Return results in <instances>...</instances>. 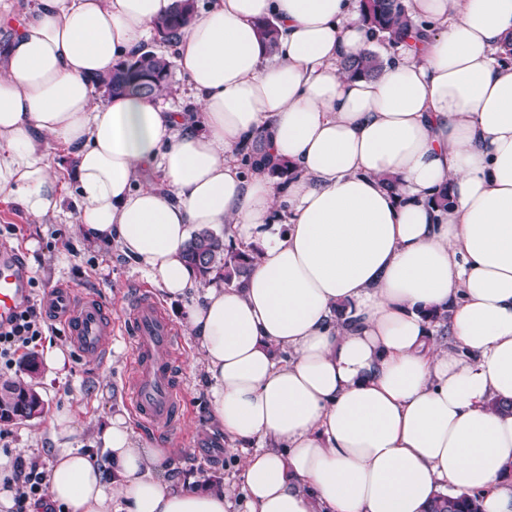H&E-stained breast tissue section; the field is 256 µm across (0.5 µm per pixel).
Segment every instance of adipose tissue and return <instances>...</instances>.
I'll list each match as a JSON object with an SVG mask.
<instances>
[{
	"label": "adipose tissue",
	"mask_w": 512,
	"mask_h": 512,
	"mask_svg": "<svg viewBox=\"0 0 512 512\" xmlns=\"http://www.w3.org/2000/svg\"><path fill=\"white\" fill-rule=\"evenodd\" d=\"M17 2L0 0V197L58 213L73 179L82 235L188 300L212 423L254 445L241 512H425L444 490L512 512V0H403L415 47L375 46L359 0H208L177 45L194 112L93 85L174 0ZM373 48L378 77L343 70ZM259 138L287 183L242 175ZM224 225L258 259L198 292L184 246ZM76 428L67 409L51 422L65 512L236 505L169 479L122 415L104 464L70 447Z\"/></svg>",
	"instance_id": "1"
}]
</instances>
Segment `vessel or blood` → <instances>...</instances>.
<instances>
[{"label":"vessel or blood","mask_w":512,"mask_h":512,"mask_svg":"<svg viewBox=\"0 0 512 512\" xmlns=\"http://www.w3.org/2000/svg\"><path fill=\"white\" fill-rule=\"evenodd\" d=\"M29 277L18 251L0 250V326L30 302ZM46 306L63 321L78 354L106 358L116 331L129 336L132 369L125 389L136 420L159 436L181 433L184 394L176 364L183 356V338L152 296L143 291L127 295L117 319L97 295L70 288L48 292Z\"/></svg>","instance_id":"b4317fda"}]
</instances>
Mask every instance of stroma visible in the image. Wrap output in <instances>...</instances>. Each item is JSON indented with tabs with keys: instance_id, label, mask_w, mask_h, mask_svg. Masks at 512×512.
Returning a JSON list of instances; mask_svg holds the SVG:
<instances>
[{
	"instance_id": "obj_1",
	"label": "stroma",
	"mask_w": 512,
	"mask_h": 512,
	"mask_svg": "<svg viewBox=\"0 0 512 512\" xmlns=\"http://www.w3.org/2000/svg\"><path fill=\"white\" fill-rule=\"evenodd\" d=\"M76 207L65 200L62 216L34 219L18 205L0 199V248H13L24 254L36 284L32 297L42 300L46 292L60 284H73L96 294L108 306L117 305L131 286H145L146 280L135 264L114 247L83 239L77 229ZM161 306L183 333L185 354L179 370L185 390L183 427L190 434L188 446L176 440L154 438L143 427H136L137 439L144 446L167 449L175 463L171 477L195 485L225 480L239 474L242 450H228L224 437L210 425V405L199 372L195 338L187 323V306L182 300H162ZM60 347L68 352V364L60 371H42L38 390L45 402L41 417L10 426H0V441L8 457H23L26 464L45 469L54 444L50 426L54 415L67 408L75 412L79 425L72 447L102 455L99 436L116 413H129L124 382L131 362L129 343L114 337L106 360L98 361L72 351L62 323L47 321L36 355Z\"/></svg>"
}]
</instances>
